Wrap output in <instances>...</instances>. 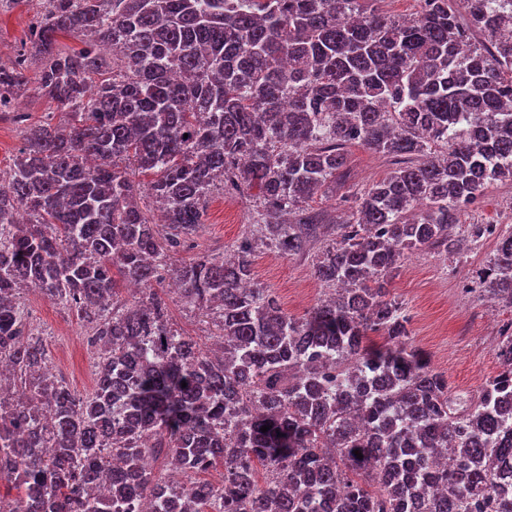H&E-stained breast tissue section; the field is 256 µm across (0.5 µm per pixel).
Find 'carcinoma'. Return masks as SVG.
Masks as SVG:
<instances>
[{
    "label": "carcinoma",
    "instance_id": "obj_1",
    "mask_svg": "<svg viewBox=\"0 0 512 512\" xmlns=\"http://www.w3.org/2000/svg\"><path fill=\"white\" fill-rule=\"evenodd\" d=\"M373 2L43 0L36 89L72 121L28 129L0 174V365L16 392H0V480L16 489L0 512L28 498L32 512H172L159 461L186 477L183 512H512L495 494L512 468V323L503 369L460 409L386 288L405 255L480 238L482 224L456 231L461 217L512 179V0H416L404 18ZM26 57L0 58V109L28 90ZM354 143L394 167L321 225L308 203ZM219 187L258 189L260 243L281 255L326 229L315 274L343 288L288 315L247 287V233L230 261L171 263ZM165 273L222 354L173 329L154 291L118 298ZM479 281L512 304V232ZM23 287L89 329L92 393L51 372ZM449 451L460 470L439 467ZM218 467L221 483L202 478Z\"/></svg>",
    "mask_w": 512,
    "mask_h": 512
}]
</instances>
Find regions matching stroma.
I'll return each instance as SVG.
<instances>
[{
  "label": "stroma",
  "mask_w": 512,
  "mask_h": 512,
  "mask_svg": "<svg viewBox=\"0 0 512 512\" xmlns=\"http://www.w3.org/2000/svg\"><path fill=\"white\" fill-rule=\"evenodd\" d=\"M37 8L36 0L13 6L0 14V55L11 56L27 39L28 23ZM65 126L70 122L41 98L37 91L18 97L9 112L0 114V170H8L23 144L21 132L44 121ZM347 164L343 178L337 179L333 193L318 196L313 210L338 222L348 212L352 193L362 191L382 179L392 169L389 157L361 145L346 147ZM256 214L255 196H232L214 191L207 213L192 245L177 253L187 260L202 252L223 253L240 239ZM468 224H493L498 231H512V179L494 182L472 204L464 218ZM497 239H480L462 255H446L434 250L406 256L389 284L390 294L406 307L409 316V345L424 361L445 373L457 391L477 393L483 383L502 368L494 342L503 326L512 323V305L479 294L478 271L496 251ZM315 254L281 257L256 248L252 256L253 282L273 291L283 309L303 318L328 289L314 275ZM169 280L156 288L168 303L173 328L193 336L204 348L213 338L207 323L186 308L169 288ZM21 300L29 320L45 342L50 366L79 394L93 391L96 374L90 369L92 350L87 333L75 312L27 289Z\"/></svg>",
  "instance_id": "35a3bbf8"
}]
</instances>
